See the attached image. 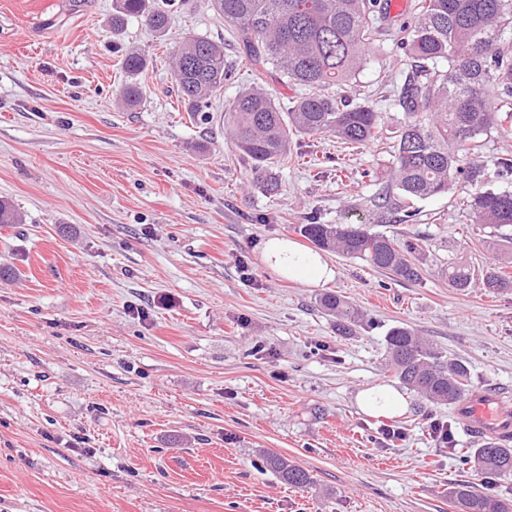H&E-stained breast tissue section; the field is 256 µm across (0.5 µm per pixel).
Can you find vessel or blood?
Wrapping results in <instances>:
<instances>
[{
    "label": "vessel or blood",
    "mask_w": 512,
    "mask_h": 512,
    "mask_svg": "<svg viewBox=\"0 0 512 512\" xmlns=\"http://www.w3.org/2000/svg\"><path fill=\"white\" fill-rule=\"evenodd\" d=\"M457 412L472 437L505 440L512 437V400L487 388L474 389Z\"/></svg>",
    "instance_id": "1"
}]
</instances>
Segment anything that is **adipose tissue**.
Returning <instances> with one entry per match:
<instances>
[{
    "instance_id": "1",
    "label": "adipose tissue",
    "mask_w": 512,
    "mask_h": 512,
    "mask_svg": "<svg viewBox=\"0 0 512 512\" xmlns=\"http://www.w3.org/2000/svg\"><path fill=\"white\" fill-rule=\"evenodd\" d=\"M263 259L276 274L310 285L326 283L333 276L332 267L321 254L301 250L287 239L267 240Z\"/></svg>"
}]
</instances>
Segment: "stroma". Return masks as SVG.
Returning a JSON list of instances; mask_svg holds the SVG:
<instances>
[{"label": "stroma", "instance_id": "35a3bbf8", "mask_svg": "<svg viewBox=\"0 0 512 512\" xmlns=\"http://www.w3.org/2000/svg\"><path fill=\"white\" fill-rule=\"evenodd\" d=\"M113 0H0V512H454L448 487L512 497L462 468L431 435L445 405L406 392L368 414L364 390L400 388L384 338L405 325L462 358L476 387L512 396V291L459 293L439 268L512 257L473 221L465 195L417 202L412 224L379 221L390 133L407 71L399 27L383 22L373 60L342 94L368 101L387 131L347 148L300 136L265 195L224 133L249 86L211 0H188L157 36L111 25ZM193 34L223 42L235 75L208 123L176 97L172 55ZM144 49L143 99L118 91L129 48ZM365 223L418 246L416 282L329 253L335 275L311 286L273 274L262 250L298 225ZM335 291L364 314L344 335L318 298ZM400 429L395 440L381 430ZM307 468L289 486L264 452Z\"/></svg>", "mask_w": 512, "mask_h": 512}]
</instances>
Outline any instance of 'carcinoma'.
<instances>
[{"mask_svg":"<svg viewBox=\"0 0 512 512\" xmlns=\"http://www.w3.org/2000/svg\"><path fill=\"white\" fill-rule=\"evenodd\" d=\"M187 0H117L112 30L130 17H143L158 34L166 32L171 9ZM240 40L253 83L240 91L224 113V128L244 161L252 183L263 193L278 188L277 169L299 135L329 134L344 144L365 146L382 138L379 113L366 101L336 93L365 67L383 18L381 0H213ZM512 0H414L412 23L402 26V49L410 71L397 105L403 112L395 131L391 183L374 207L412 222L419 215L413 201L442 196L460 188L475 223L512 244V192L488 188L491 176L512 175V155L495 161L480 151V137L493 129L512 130ZM149 60L128 50L122 68L144 74ZM176 96L185 111L210 119L211 99L232 79L224 44L200 36L186 38L173 55ZM284 87L305 89L284 108L266 87V77ZM134 81L120 91L129 109L142 100ZM22 216L0 200V224H19ZM297 231L315 248L360 259L396 277L417 281L422 268L418 246L371 231L366 224H300ZM459 292L480 285L493 292L511 291L512 276L501 267L481 273L468 264L448 261L441 270ZM319 306L350 334L362 324V312L339 294L320 297ZM389 366L399 381L424 401L453 407L471 391L467 365L425 341L411 328L395 326L385 336ZM469 469L498 480L512 478V440L483 441L476 448H453ZM263 464L287 484L306 488L309 472L277 454ZM456 512H512V500L481 494L472 486L448 487Z\"/></svg>","mask_w":512,"mask_h":512,"instance_id":"cac0c4a2","label":"carcinoma"}]
</instances>
